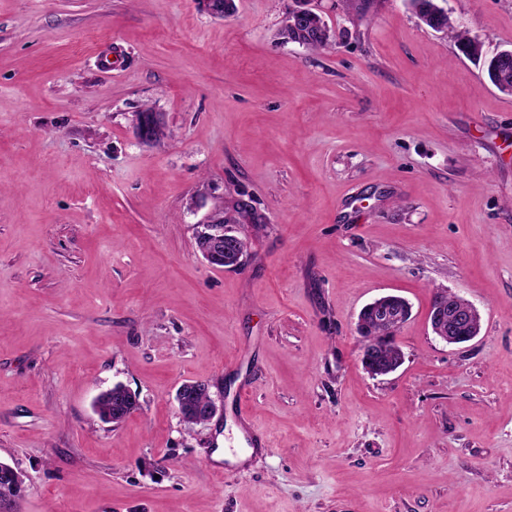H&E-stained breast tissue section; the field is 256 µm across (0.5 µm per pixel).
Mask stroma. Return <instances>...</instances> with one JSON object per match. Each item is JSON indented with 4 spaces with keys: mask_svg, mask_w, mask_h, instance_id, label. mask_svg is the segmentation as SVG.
Segmentation results:
<instances>
[{
    "mask_svg": "<svg viewBox=\"0 0 512 512\" xmlns=\"http://www.w3.org/2000/svg\"><path fill=\"white\" fill-rule=\"evenodd\" d=\"M290 5L0 0V462L22 512H512V96L408 0H318V51L283 42ZM443 6L512 49V0ZM147 105L171 138H137ZM239 199L264 221L235 227L241 268L212 267L197 226ZM441 288L480 311L473 341L434 336ZM384 293L412 313L374 378L357 316ZM188 381L212 422H182ZM118 384L139 409L115 424L94 401ZM221 434L269 446L218 476Z\"/></svg>",
    "mask_w": 512,
    "mask_h": 512,
    "instance_id": "1",
    "label": "stroma"
}]
</instances>
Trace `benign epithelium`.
<instances>
[{"mask_svg":"<svg viewBox=\"0 0 512 512\" xmlns=\"http://www.w3.org/2000/svg\"><path fill=\"white\" fill-rule=\"evenodd\" d=\"M162 123L164 114L161 112L134 114L135 133L143 142L151 141L154 130ZM236 239V231L215 223L210 214L199 224V230L196 232V240L201 242L198 251L212 266L222 263L226 268H235L241 264V255L234 249ZM368 307L380 310L381 322L391 331L407 320L411 311L406 300L394 295L381 296L369 303ZM428 319L433 334L449 345L468 343L479 336L482 329V316L479 310L444 288L436 291ZM382 342L392 344L393 353L388 359L382 358L375 346L361 352L362 366L372 377L390 374L404 362V352L398 344L392 342V337L385 336Z\"/></svg>","mask_w":512,"mask_h":512,"instance_id":"7a95c632","label":"benign epithelium"}]
</instances>
